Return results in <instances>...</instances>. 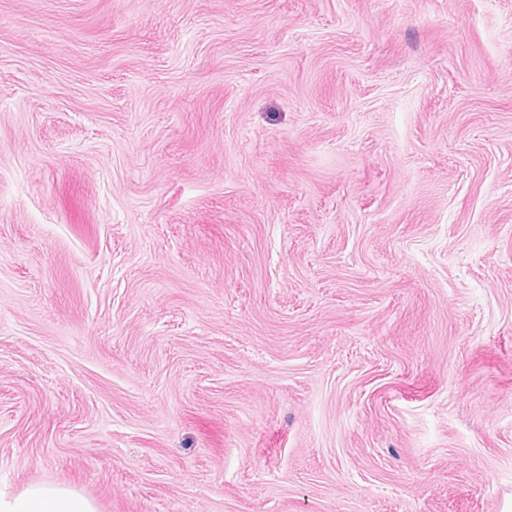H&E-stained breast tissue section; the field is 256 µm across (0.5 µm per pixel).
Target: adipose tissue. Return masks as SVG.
<instances>
[{
    "label": "adipose tissue",
    "instance_id": "ef3b65f1",
    "mask_svg": "<svg viewBox=\"0 0 512 512\" xmlns=\"http://www.w3.org/2000/svg\"><path fill=\"white\" fill-rule=\"evenodd\" d=\"M0 512H98L95 503L61 483H33L19 494L0 490Z\"/></svg>",
    "mask_w": 512,
    "mask_h": 512
}]
</instances>
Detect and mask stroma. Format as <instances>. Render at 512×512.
I'll return each mask as SVG.
<instances>
[{
    "label": "stroma",
    "mask_w": 512,
    "mask_h": 512,
    "mask_svg": "<svg viewBox=\"0 0 512 512\" xmlns=\"http://www.w3.org/2000/svg\"><path fill=\"white\" fill-rule=\"evenodd\" d=\"M512 512V0H0V489Z\"/></svg>",
    "instance_id": "1"
}]
</instances>
